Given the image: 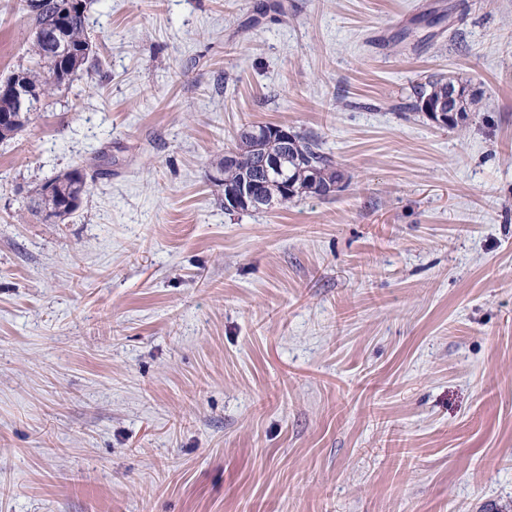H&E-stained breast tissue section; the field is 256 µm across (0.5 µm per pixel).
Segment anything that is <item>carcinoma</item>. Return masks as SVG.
<instances>
[{"label":"carcinoma","mask_w":512,"mask_h":512,"mask_svg":"<svg viewBox=\"0 0 512 512\" xmlns=\"http://www.w3.org/2000/svg\"><path fill=\"white\" fill-rule=\"evenodd\" d=\"M26 10L33 22V29L39 30L55 15L57 0H25ZM87 13L75 11L63 17L59 27V40L65 47V53H53L38 35H33L31 52L36 57V66L19 68L0 81V113L13 109V101L7 91L3 90L4 83H9L13 76L19 75L38 90L35 103L50 96L68 85L72 76L83 69L93 56L92 41L87 29ZM448 91L447 80L436 78L428 81L426 88L418 94V101L433 98ZM263 125H251L244 129L236 144L224 152V158L218 162L222 174L220 182L226 185H237L250 180L258 171L264 157L275 154L281 158L283 171L272 177L268 185V193L273 205L286 207L295 198L313 194L326 197V194L315 189V186L326 183L339 175L336 162L325 153L319 141L312 137L293 133L282 139L272 138L259 133ZM292 180L293 193L279 191L275 183ZM55 191L47 193L40 191L33 200L30 213L34 217L45 219L61 218L70 214L67 209L68 199H75L84 194L87 189V175L79 169L68 170L49 181Z\"/></svg>","instance_id":"obj_1"}]
</instances>
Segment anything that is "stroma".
<instances>
[{
	"mask_svg": "<svg viewBox=\"0 0 512 512\" xmlns=\"http://www.w3.org/2000/svg\"><path fill=\"white\" fill-rule=\"evenodd\" d=\"M0 141V512H512V0H92ZM0 0V80L32 65ZM467 82L466 124L413 104ZM332 197L229 212L240 131ZM91 180L66 220L28 206ZM446 83L447 80L443 78L429 80L428 83L425 84V87H423L424 89L419 92L417 101L418 103L416 104V109L421 110L420 103L424 99H431L440 94L447 93L448 91L447 98L435 103L426 101L423 104V111L426 113V115L430 118V120H432V122L441 127H448L450 124H452L453 120H457V102L460 95L463 93L462 88L455 85L450 80H448V84ZM48 184L54 186L53 193H46ZM87 189V175L79 169H71L56 176L51 181L45 183L38 197L33 200L30 207V213L34 217H43L45 219L61 218L76 209H66L68 198L78 199V194H84Z\"/></svg>",
	"mask_w": 512,
	"mask_h": 512,
	"instance_id": "35a3bbf8",
	"label": "stroma"
}]
</instances>
